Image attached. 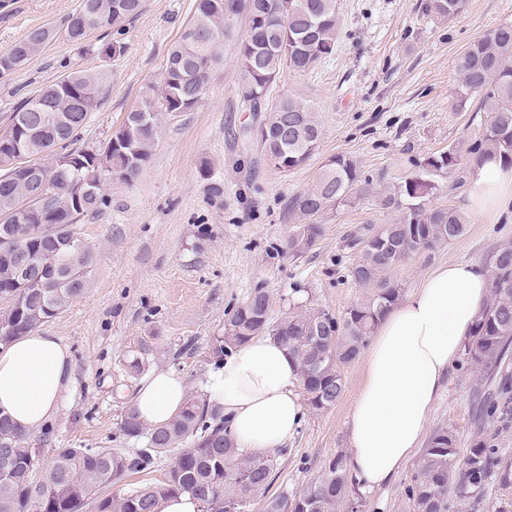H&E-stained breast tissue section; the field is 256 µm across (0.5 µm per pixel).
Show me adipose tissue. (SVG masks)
Here are the masks:
<instances>
[{"mask_svg":"<svg viewBox=\"0 0 512 512\" xmlns=\"http://www.w3.org/2000/svg\"><path fill=\"white\" fill-rule=\"evenodd\" d=\"M510 184L512 171L496 159L485 160L477 170L472 208H499ZM488 292L481 263L443 262L379 321L349 422L345 472L360 493L371 495L392 483L419 448ZM72 382L71 353L57 337L34 332L0 345V412L26 430L37 431L55 417ZM298 385L295 359L274 338L257 336L220 362L208 392L223 406L237 448L262 453L282 447L301 427L306 407ZM186 399L183 378L160 372L138 387L134 404L144 424L157 426L177 415Z\"/></svg>","mask_w":512,"mask_h":512,"instance_id":"1","label":"adipose tissue"}]
</instances>
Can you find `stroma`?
Listing matches in <instances>:
<instances>
[{
    "instance_id": "stroma-1",
    "label": "stroma",
    "mask_w": 512,
    "mask_h": 512,
    "mask_svg": "<svg viewBox=\"0 0 512 512\" xmlns=\"http://www.w3.org/2000/svg\"><path fill=\"white\" fill-rule=\"evenodd\" d=\"M428 0H337L339 31L331 55L312 68L283 70L272 99L297 98L322 126L317 151L301 167L282 172L266 160L251 130L260 112L245 111L238 88L237 54L248 21L237 15L223 43V64L191 112L164 115L151 157L132 180H104L106 205L78 226L93 255L85 294L43 326L72 355L74 382L47 438H34L41 466L59 448H113L125 453L145 439L120 430L141 377L173 372L189 394L206 395L214 368L212 341L223 335L230 312L253 289L271 299V316L290 301L335 317L363 297L350 269L359 256L350 240L396 215L359 194L355 204L320 217L321 234L301 255L288 252L296 222L289 197L310 187L324 163L353 158L374 183H396L426 157L478 140L486 123L477 98L461 101L455 63L471 40L512 22V0H467L450 21L426 12ZM79 0H0V51L36 28L61 26ZM195 0H144L126 26L124 55L91 51L103 31H92L88 48L65 39L46 44L7 81H0V133L22 98L70 71L102 72L106 96L91 112L78 145L98 149L136 106L144 87L159 83L167 53L192 16ZM466 234L452 245L420 254L397 267L392 279L403 292L416 288L437 264L474 260L491 265L499 246L512 243V211L471 212ZM140 358L141 374L128 364ZM343 397L306 418L277 455L274 480L258 494L252 512L268 497L301 491L328 462L347 454V423L364 379L362 359L341 369ZM490 389L466 359L449 371L428 431L447 428L459 451L493 433L512 466V423L482 416ZM415 471L407 464L383 491L354 494L356 512H412L406 489ZM448 512H512V473L496 470L482 494L460 498L448 491Z\"/></svg>"
}]
</instances>
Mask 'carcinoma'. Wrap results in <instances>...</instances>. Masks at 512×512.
Segmentation results:
<instances>
[{
    "instance_id": "carcinoma-1",
    "label": "carcinoma",
    "mask_w": 512,
    "mask_h": 512,
    "mask_svg": "<svg viewBox=\"0 0 512 512\" xmlns=\"http://www.w3.org/2000/svg\"><path fill=\"white\" fill-rule=\"evenodd\" d=\"M144 0H79L64 28L39 27L7 50L0 52V70L12 72L24 65L47 43L62 36L82 45L90 31H125L127 23L143 9ZM467 0H430L427 9L442 20L462 14ZM253 12L263 19L251 25L242 41L238 67L242 105L264 112L262 122L272 136L264 155L288 151V169L302 166L319 147L322 128L313 112L300 100H269L270 87L258 83L264 75L276 83L284 67L310 68L319 52L331 53L338 30L337 0H195L190 22L196 24L193 42L179 40L167 55L160 84L145 87L137 105L114 134L107 173L95 169L93 152L75 147L85 125L83 115L103 99L107 77L103 73L72 72L25 98L12 112L9 129L0 145H9L26 162L40 166V158L54 151L79 159L82 169H55L47 200L38 219H17L16 206L36 187L6 177L0 171V240L9 236L23 244L37 263L34 280L15 279L12 265L0 257V301H10L0 315V345L33 332L64 312L86 290L92 253L72 249L81 240L78 223L105 204L101 192L84 198L75 208L70 183L77 176L103 182L112 175L136 176L151 156L161 119L173 112H191L203 100L210 73L220 66V46L230 32L232 17ZM456 81L463 95L479 97L487 114L483 134L466 150L457 147L430 155L418 171L403 181L382 185L375 205L397 214L395 222L372 229L361 243L350 270L352 281L364 297L341 319L315 308L288 307L280 317L269 316L270 297L256 288L237 306L224 324V335L214 337L212 355L221 360L255 336H271L297 360L300 383L308 404L326 411L343 396L345 383L340 368L353 362L368 342L381 317L401 297L392 271L415 255L434 252L461 238L470 224L463 210L450 206L432 208L428 201L438 191L435 176L446 173L463 184L476 172L474 162L495 158L512 168V23H505L474 39L456 62ZM288 126V142H277L282 126ZM360 168L345 155L329 158L312 186L291 195L288 211L297 220L290 249L300 255L314 245L321 233L318 218L357 199ZM490 294L476 322L474 334L464 345L474 372L491 376L501 368L512 349V244L501 246L489 270ZM501 401L488 415L507 424L512 420V391L502 382ZM129 437H143L146 446L134 455L109 448H58L51 465L35 478L39 456L31 446V433L0 413V512H160L162 500L182 494L197 502V512H250L253 498L266 490L274 473L272 454L243 455L224 436V412L207 398L190 396L180 414L154 428L141 422L130 407L120 423ZM495 436L473 441L460 455L455 436L441 428L419 457L408 486L413 512H448V483L457 474L460 496L479 494L490 472L499 465ZM174 456L164 479L144 482L113 494L114 485L129 473L150 468L154 459L169 451ZM350 486L344 460L332 459L322 475L301 492L281 494L266 501L264 512H342Z\"/></svg>"
}]
</instances>
